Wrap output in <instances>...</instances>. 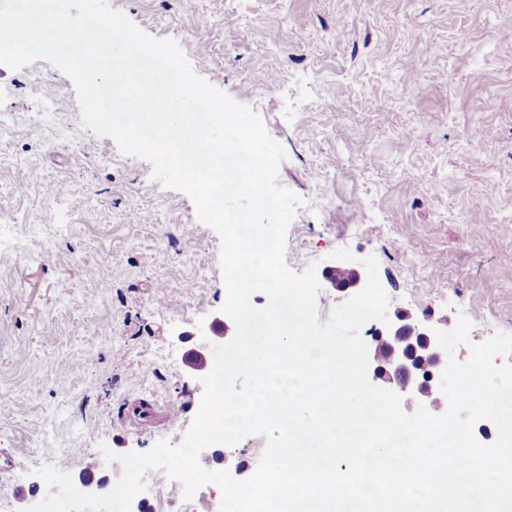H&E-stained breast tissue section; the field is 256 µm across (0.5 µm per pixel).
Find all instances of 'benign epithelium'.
Returning a JSON list of instances; mask_svg holds the SVG:
<instances>
[{
	"instance_id": "obj_1",
	"label": "benign epithelium",
	"mask_w": 512,
	"mask_h": 512,
	"mask_svg": "<svg viewBox=\"0 0 512 512\" xmlns=\"http://www.w3.org/2000/svg\"><path fill=\"white\" fill-rule=\"evenodd\" d=\"M439 327L398 314L384 329L373 334L377 349H385L391 357V368L373 369V377L387 384L399 383L405 375L403 393L407 402H424L440 393L441 374L447 363L446 352L438 345Z\"/></svg>"
}]
</instances>
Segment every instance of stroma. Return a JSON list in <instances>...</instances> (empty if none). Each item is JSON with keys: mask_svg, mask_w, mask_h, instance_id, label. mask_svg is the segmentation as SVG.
I'll return each instance as SVG.
<instances>
[{"mask_svg": "<svg viewBox=\"0 0 512 512\" xmlns=\"http://www.w3.org/2000/svg\"><path fill=\"white\" fill-rule=\"evenodd\" d=\"M178 43L194 71L248 106L284 149L300 199L285 264L314 269L317 314L348 301L332 254L375 256L396 312L459 316L471 343L512 333V0H108ZM82 206H74V199ZM221 238L152 164L83 127L72 80L0 65V499L38 503L35 469L117 481L101 449L179 444L197 414L227 298ZM491 283L484 291L482 283ZM183 407L177 423L166 404ZM143 430L124 423L133 406ZM265 440L212 444L208 470L244 480ZM144 512H219L144 473Z\"/></svg>", "mask_w": 512, "mask_h": 512, "instance_id": "obj_1", "label": "stroma"}]
</instances>
